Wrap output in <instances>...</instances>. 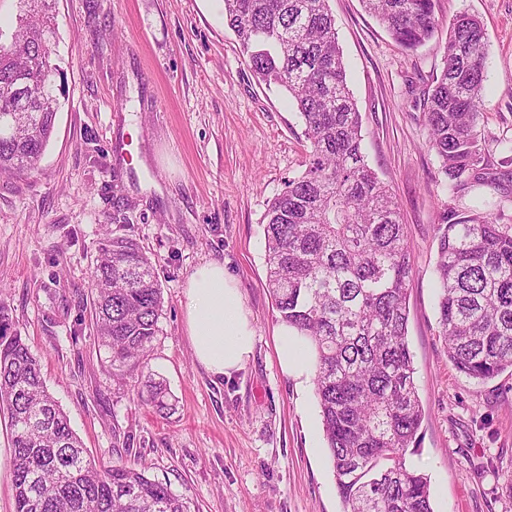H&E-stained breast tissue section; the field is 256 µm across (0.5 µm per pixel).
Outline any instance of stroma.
Instances as JSON below:
<instances>
[{"label":"stroma","instance_id":"obj_1","mask_svg":"<svg viewBox=\"0 0 512 512\" xmlns=\"http://www.w3.org/2000/svg\"><path fill=\"white\" fill-rule=\"evenodd\" d=\"M362 117V149L398 203L415 271L408 342L425 410L409 464L435 512H512V370L458 372L439 334L436 227L444 208L512 224V0H437L434 38L397 45L361 0H330ZM483 22L481 137L491 182L454 187L413 103L442 69L448 27ZM61 68L54 135L34 170L0 176V302L89 452L135 460L194 512H344L313 381L277 361L264 216L309 150L283 92L260 83L224 22V0H55ZM122 113L124 122L112 121ZM128 138L125 164L115 140ZM136 240L163 292L149 371L175 406L118 387L93 346L92 271L105 234ZM219 262L250 314L254 351L227 378L194 358L181 299Z\"/></svg>","mask_w":512,"mask_h":512}]
</instances>
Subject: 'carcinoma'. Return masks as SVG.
Returning <instances> with one entry per match:
<instances>
[{
    "instance_id": "cac0c4a2",
    "label": "carcinoma",
    "mask_w": 512,
    "mask_h": 512,
    "mask_svg": "<svg viewBox=\"0 0 512 512\" xmlns=\"http://www.w3.org/2000/svg\"><path fill=\"white\" fill-rule=\"evenodd\" d=\"M0 27V174L33 169L54 131L55 75L33 60L56 37L54 0H10ZM406 50L429 41L436 0H362ZM224 20L253 75L288 94L305 125L304 172L265 214L267 288L281 322L316 358L315 395L345 512H434L427 475L407 463L425 416L408 346L411 249L389 187L362 151L361 114L348 87L329 0H224ZM485 30L461 13L448 28L443 68L422 92L428 144L457 186L485 181L478 126L484 106ZM439 326L461 373L512 369V224L448 207L436 227ZM163 295L151 259L132 238L106 236L93 271L94 345L124 383L144 377ZM141 396L169 414L166 385ZM0 415L13 455L15 512H191L170 485L136 462L91 457L48 392L37 355L10 333L0 302Z\"/></svg>"
}]
</instances>
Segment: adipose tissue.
<instances>
[{"label":"adipose tissue","instance_id":"1","mask_svg":"<svg viewBox=\"0 0 512 512\" xmlns=\"http://www.w3.org/2000/svg\"><path fill=\"white\" fill-rule=\"evenodd\" d=\"M186 332L197 363L213 376H229L250 359L254 340L249 314L223 264L207 262L190 273L181 302ZM296 331L281 328L277 356L283 372L308 378L310 364Z\"/></svg>","mask_w":512,"mask_h":512}]
</instances>
